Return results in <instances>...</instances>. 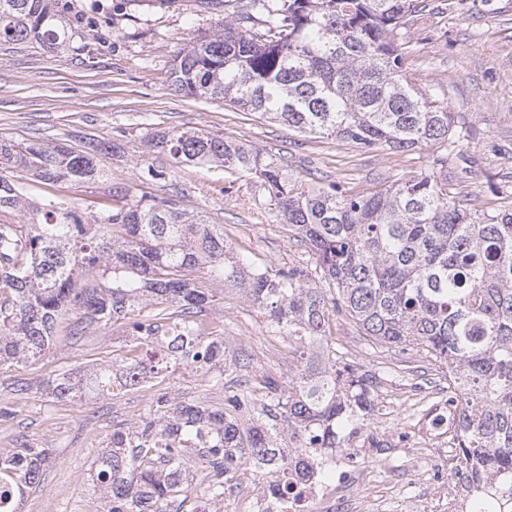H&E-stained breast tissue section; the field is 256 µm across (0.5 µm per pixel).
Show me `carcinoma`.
Returning a JSON list of instances; mask_svg holds the SVG:
<instances>
[{
  "label": "carcinoma",
  "instance_id": "1",
  "mask_svg": "<svg viewBox=\"0 0 512 512\" xmlns=\"http://www.w3.org/2000/svg\"><path fill=\"white\" fill-rule=\"evenodd\" d=\"M58 0H0V42L35 41L56 52L69 34ZM425 0H238L221 29L193 38L173 60L175 94L254 112L315 138L407 152L437 145L442 171L454 147V113L402 73V29ZM175 167L210 165L260 182L274 222L306 245L323 288L307 269L241 257L224 225L172 197L128 187L83 213L27 198L5 172L33 182L108 177L102 158L116 141L75 145L0 142V371L45 356L59 319L79 312L72 336L96 325L124 329L134 350L125 377L100 365L61 373L44 391L61 401L141 388L176 369L209 375L222 404L160 393L149 413L112 431L90 480L105 512H223L241 466L273 463L266 490L328 477L320 465L345 430L371 411L373 377L336 366L330 311L345 312L376 344L423 352L448 371V440L455 477L472 491L470 512H512V196L479 210L448 194L432 172L351 194L314 177L291 178L288 158L201 131L155 133ZM212 284L257 307L268 331L301 339V362L283 385L229 351L205 316ZM44 448L0 457V512L42 475ZM201 470L188 479L186 465Z\"/></svg>",
  "mask_w": 512,
  "mask_h": 512
}]
</instances>
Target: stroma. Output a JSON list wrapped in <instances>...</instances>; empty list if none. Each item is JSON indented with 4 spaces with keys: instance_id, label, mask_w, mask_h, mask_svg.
Listing matches in <instances>:
<instances>
[{
    "instance_id": "stroma-1",
    "label": "stroma",
    "mask_w": 512,
    "mask_h": 512,
    "mask_svg": "<svg viewBox=\"0 0 512 512\" xmlns=\"http://www.w3.org/2000/svg\"><path fill=\"white\" fill-rule=\"evenodd\" d=\"M72 38L68 49L46 51L35 42L0 44V140L71 143L88 136L121 143V153L103 159L108 178L46 187L25 172L10 179L32 199L50 197L90 212L114 187L137 194L179 195L182 206L223 225L237 249L278 268L314 267L308 249L276 224L255 179L202 166L177 168L165 155L148 151L145 139L173 129L205 130L261 152L287 156L289 173H317L353 191L369 192L402 177L427 172L434 153L424 147L398 153L364 151L327 138L302 137L284 125L224 104L171 95L175 56L200 34L216 32L232 4L203 0H62ZM405 75L437 105L454 112L464 135L448 160V189L475 206L512 193V0H431L399 37ZM149 162L160 178L143 182L139 166ZM210 313L225 323L232 344L241 346L258 369L274 368L291 378L298 359L295 341L269 335L262 315L235 290L216 292ZM74 315L57 326L58 344L41 359L0 373V455L26 446L49 458L38 485L20 512H102L103 502L88 473L113 429L146 415L149 399L171 393L219 402L206 377L178 370L149 387L114 394L51 400L41 386L56 374L81 373L120 361L127 337L102 327L75 339ZM338 360L378 374L371 390L373 415L349 428L347 445L331 467L333 496L312 512H360L363 496L379 502L377 512H405L407 502L439 512L437 502L455 459L447 435L429 437L422 421L448 397V379L424 353L380 352L348 316L332 315Z\"/></svg>"
}]
</instances>
